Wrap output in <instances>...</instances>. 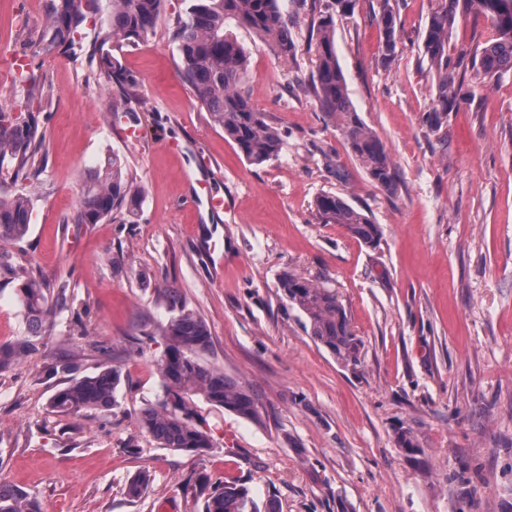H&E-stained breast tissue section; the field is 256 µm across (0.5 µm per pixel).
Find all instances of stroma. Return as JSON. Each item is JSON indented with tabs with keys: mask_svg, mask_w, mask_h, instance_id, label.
<instances>
[{
	"mask_svg": "<svg viewBox=\"0 0 512 512\" xmlns=\"http://www.w3.org/2000/svg\"><path fill=\"white\" fill-rule=\"evenodd\" d=\"M331 2L280 0L301 45L288 61L233 29L249 60L243 91L283 139L280 156L255 167L181 77L173 30L191 0H165L146 40L115 50V77L93 51L104 13L73 55L43 36L53 0H0V110L15 117L31 103L42 136L36 175L0 170V196L33 203L27 235L0 240V343L28 334L25 279L68 295L40 351L0 371V482L36 495L43 512H203L187 487L228 475L280 512H512V72H478L490 25L459 10L448 63L465 96L435 132L423 37L438 0H390L389 62L380 0L337 16L350 100L396 162L388 193L309 88L310 30ZM15 56L36 85L7 75ZM114 155L143 190L140 208L74 223L88 173ZM211 194L229 212H213ZM323 194L365 210L379 245L322 223ZM286 272L335 289L363 342L358 365L314 342L279 288ZM167 285L210 326L201 361L261 405L256 423L189 397L214 441L201 455L162 447L138 423L163 396ZM62 358L71 373L55 370ZM106 366L121 372L116 408L50 410L68 378ZM402 428L417 453L398 447ZM141 470L153 480L128 500L125 482ZM383 10L379 17V25L382 29L383 43L385 46L384 55L390 59L394 56L396 49V17L390 8L389 0H383Z\"/></svg>",
	"mask_w": 512,
	"mask_h": 512,
	"instance_id": "obj_1",
	"label": "stroma"
}]
</instances>
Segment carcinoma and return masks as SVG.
I'll use <instances>...</instances> for the list:
<instances>
[{"label":"carcinoma","mask_w":512,"mask_h":512,"mask_svg":"<svg viewBox=\"0 0 512 512\" xmlns=\"http://www.w3.org/2000/svg\"><path fill=\"white\" fill-rule=\"evenodd\" d=\"M164 0H109L108 24L97 32L99 65L107 73L116 70L112 40L135 44L155 28ZM97 0H59L45 28L49 41L72 51L80 44L79 35L89 13L98 10ZM475 10L491 20L495 38L479 51L484 75L499 76L512 71V0H440L429 17L424 37V56L437 79L436 104L427 123L437 131L448 118L462 94L448 75V40L459 6ZM232 23L252 30L270 43L286 60L297 56L299 45L279 7V0H196L175 26L181 61V76L194 97L210 112L216 128L232 141L245 160L255 166L277 158L282 149L279 130L265 113L255 108L241 87L248 74L246 52L228 26ZM385 56L396 49V17L389 0H384L379 17ZM311 90L320 108L342 129L349 147L372 182L393 193L397 187L396 166L383 141L359 118L347 91L344 73L334 45V14L320 15L316 41V72ZM38 136L31 117L14 118L0 111V166L8 159L26 169L34 159L32 146ZM141 191L129 180L125 164L114 155L90 175L77 214L76 224H100L113 212L134 210L141 204ZM315 209L325 224H340L368 246L382 237L380 225L362 209L336 195L324 194L315 200ZM31 200L24 194L0 197V239L21 240L28 232ZM279 288L290 305L309 321L314 341L337 361L357 364L362 340L354 332L336 291L310 279L286 272ZM171 317L163 326L167 349L158 361L163 382V398L143 408L139 422L164 447L200 454L213 448L212 436L204 423L186 406V395H198L242 418L259 419V402L251 389L240 381L209 367L198 359L207 350L212 336L205 319L188 309L173 287L164 289ZM26 314L29 336L17 344H0V371L16 358L39 352L40 337L55 325L57 306L66 305L65 288L51 296L44 281L29 278L19 289ZM120 373L104 367L93 376L70 380L49 398L56 413L79 416L93 410L116 406ZM151 483V474L140 471L129 477L124 493L131 500L141 498ZM0 512H43L41 503L24 488L0 483ZM204 512H258L249 489L232 476L205 500Z\"/></svg>","instance_id":"cac0c4a2"}]
</instances>
